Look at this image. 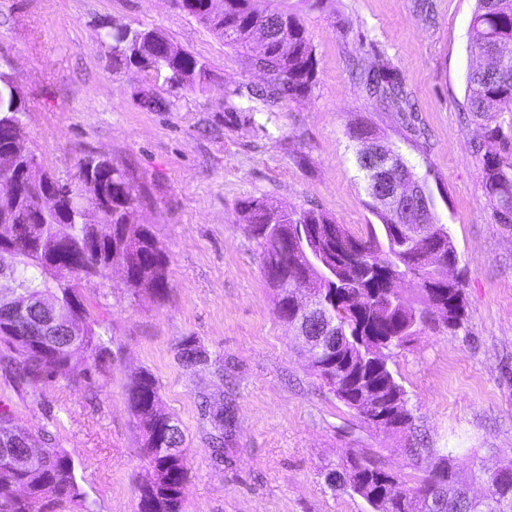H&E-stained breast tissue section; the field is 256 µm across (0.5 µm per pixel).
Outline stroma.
<instances>
[{
	"label": "stroma",
	"mask_w": 512,
	"mask_h": 512,
	"mask_svg": "<svg viewBox=\"0 0 512 512\" xmlns=\"http://www.w3.org/2000/svg\"><path fill=\"white\" fill-rule=\"evenodd\" d=\"M272 3L300 19L316 61L311 90L274 108L255 97L262 79L245 57L173 0H0V70L24 96L28 149L64 179L88 155L126 168L142 200L135 221L169 256L161 296H130L116 270L83 281L109 348L90 379L57 373L33 399L0 381L15 425L70 454L91 512H138L148 470L126 389L145 371L185 434L184 512H371L325 481L352 448L373 449L402 479L420 476L402 434L369 427L312 375L302 337L274 312L243 206L314 208L363 233L376 217L347 135L361 122L427 177L465 282L463 328L423 330L391 361L417 435L464 470L512 464V224L491 215L473 149L483 132L466 109L475 0ZM104 21L160 30L205 64L203 86L170 90L168 111L144 109L154 78L113 70ZM361 65L397 74L411 121L367 96ZM188 338L214 365L182 367ZM205 404L234 415L221 463Z\"/></svg>",
	"instance_id": "stroma-1"
}]
</instances>
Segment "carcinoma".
Listing matches in <instances>:
<instances>
[{
	"instance_id": "cac0c4a2",
	"label": "carcinoma",
	"mask_w": 512,
	"mask_h": 512,
	"mask_svg": "<svg viewBox=\"0 0 512 512\" xmlns=\"http://www.w3.org/2000/svg\"><path fill=\"white\" fill-rule=\"evenodd\" d=\"M211 2L175 0L181 11L245 56L249 67L265 70L267 80L256 91L258 99L273 105L311 89L313 48L297 16L260 9L256 0H223L222 10L215 12ZM272 15L279 17L288 39L286 52L275 43L254 39V25ZM103 43L112 67L150 72L171 88L192 89L205 73L204 64L156 29L109 27ZM489 48L498 51L506 74L492 77L475 68L468 72L466 108L479 121L484 138L503 146L501 152L484 154L481 188L492 217L500 224H512V0H476L470 50L476 55ZM360 79L367 95L379 105L411 111L401 82L389 72L370 67ZM142 104L150 110L171 106L154 90L143 94ZM23 112L25 101L16 78L0 71V181L19 178L26 184L18 203L0 198V221L19 226L16 238L0 246V345L7 351L4 378L17 395L26 397L36 395L48 377L86 366L107 352L98 332L104 320L93 313L82 294L83 279L105 278L113 264L125 262L133 295L144 290L161 296L168 280L164 248L146 225L132 223L139 200L126 171L108 158L88 172L78 164L73 180L56 176L34 154L24 156L16 150L14 126ZM386 152L382 165L417 176L399 150L389 146ZM357 164L372 198L378 168L361 150ZM55 182L72 194L67 218L72 250L65 252L55 242L60 220L37 210L38 195ZM420 182L428 207L423 233L443 258L456 260L448 225L436 216L426 178ZM97 192L112 197V209L101 212L112 235L102 240L93 239L89 232L95 216L79 208L82 196ZM246 208L256 218L249 231L262 248L263 275L273 292L277 317L284 322L294 318L290 295L279 288V282L292 280L298 288L320 293L321 323L336 329V350L310 360L312 373L361 421L368 419L355 399L367 392L381 402L383 410L403 419L400 430L411 429L413 415L406 391L390 367L393 351L404 348L415 332L427 326L454 332L463 328V281L457 278L443 285L431 269L413 271V248L400 229L403 220L398 210L391 207L383 210L372 203L379 224L366 225L361 235L315 209L288 211L263 198L247 201ZM408 273L417 279L414 294L387 298V283ZM24 294L48 295L61 306H76L85 321L82 334L76 338L31 335L27 323L40 319L42 309L32 307L21 317L3 310L5 300ZM178 359L188 370L210 362L209 353L194 340L180 343ZM127 399L142 432L144 459L157 476L149 510L139 512H183L187 467L179 422L162 409L149 373L129 383ZM230 419L224 408L210 416L217 430L212 447L218 457L224 455V427ZM33 442L29 450L0 446V512L88 509L69 454L42 433ZM405 452L415 462L427 460L422 475L410 485L366 448L349 449L346 464L329 471L326 483L334 491L360 496L374 512H512V477L495 481L482 469L462 473L440 448L411 446ZM476 484L485 486L484 494L472 493Z\"/></svg>"
}]
</instances>
